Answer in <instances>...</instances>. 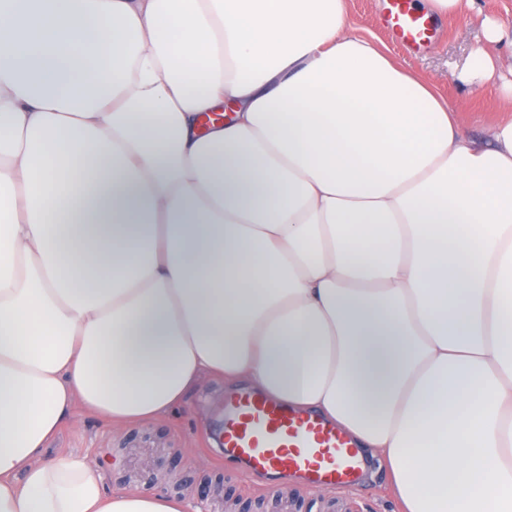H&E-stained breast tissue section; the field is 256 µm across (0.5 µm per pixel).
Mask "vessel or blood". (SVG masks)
<instances>
[{"label": "vessel or blood", "mask_w": 512, "mask_h": 512, "mask_svg": "<svg viewBox=\"0 0 512 512\" xmlns=\"http://www.w3.org/2000/svg\"><path fill=\"white\" fill-rule=\"evenodd\" d=\"M386 22L404 44L430 42L435 27L413 0H387ZM226 457L268 481L302 475L307 491L357 488L363 460L351 435L320 416L301 412L262 395L244 392L232 399L224 418Z\"/></svg>", "instance_id": "b4317fda"}]
</instances>
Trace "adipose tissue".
<instances>
[{
  "label": "adipose tissue",
  "mask_w": 512,
  "mask_h": 512,
  "mask_svg": "<svg viewBox=\"0 0 512 512\" xmlns=\"http://www.w3.org/2000/svg\"><path fill=\"white\" fill-rule=\"evenodd\" d=\"M453 112L346 0H0V512H181L44 455L206 372L381 452L403 512H512V120Z\"/></svg>",
  "instance_id": "ef3b65f1"
}]
</instances>
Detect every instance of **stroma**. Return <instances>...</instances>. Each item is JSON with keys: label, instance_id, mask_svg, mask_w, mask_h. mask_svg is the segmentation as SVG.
Masks as SVG:
<instances>
[{"label": "stroma", "instance_id": "stroma-1", "mask_svg": "<svg viewBox=\"0 0 512 512\" xmlns=\"http://www.w3.org/2000/svg\"><path fill=\"white\" fill-rule=\"evenodd\" d=\"M386 7V0H351L348 23L395 64L430 82L437 95L455 107V118L465 134L488 137L504 119L501 106L512 95V73L506 68L512 59V0H475L474 8L462 13L435 16V38L419 49L395 39L385 24ZM493 26L502 29L501 42L488 41L487 31ZM481 50L494 58L495 71L487 79L472 73L473 60ZM252 388L246 380L230 383L207 375L172 414L123 426L78 406L51 442L47 456L98 461L107 489L162 494L183 502L186 512H209L217 497L223 501V512H280L287 503L296 504V512H319L327 501L337 512H398L390 474L370 453L352 503L339 492L308 496L291 477L280 481L272 497L263 493V477L245 483L226 480V472L236 464L224 459L217 447L225 404L234 394Z\"/></svg>", "mask_w": 512, "mask_h": 512}]
</instances>
